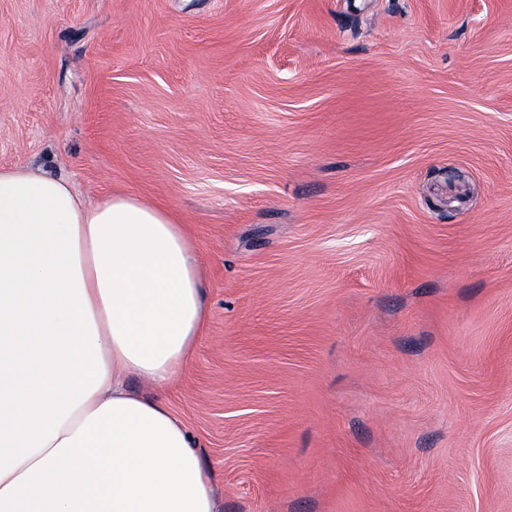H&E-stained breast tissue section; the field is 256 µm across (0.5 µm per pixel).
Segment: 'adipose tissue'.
Here are the masks:
<instances>
[{
    "instance_id": "obj_1",
    "label": "adipose tissue",
    "mask_w": 512,
    "mask_h": 512,
    "mask_svg": "<svg viewBox=\"0 0 512 512\" xmlns=\"http://www.w3.org/2000/svg\"><path fill=\"white\" fill-rule=\"evenodd\" d=\"M202 285L165 207L0 169V512H221L184 421L127 386L190 365Z\"/></svg>"
}]
</instances>
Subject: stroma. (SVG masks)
<instances>
[{
  "label": "stroma",
  "mask_w": 512,
  "mask_h": 512,
  "mask_svg": "<svg viewBox=\"0 0 512 512\" xmlns=\"http://www.w3.org/2000/svg\"><path fill=\"white\" fill-rule=\"evenodd\" d=\"M2 167L187 226L223 512H512V0H0Z\"/></svg>",
  "instance_id": "stroma-1"
}]
</instances>
